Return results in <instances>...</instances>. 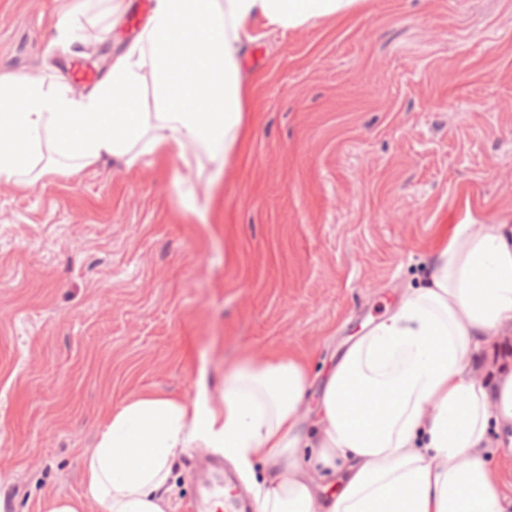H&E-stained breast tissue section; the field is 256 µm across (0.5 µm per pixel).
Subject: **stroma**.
Wrapping results in <instances>:
<instances>
[{"instance_id": "obj_1", "label": "stroma", "mask_w": 512, "mask_h": 512, "mask_svg": "<svg viewBox=\"0 0 512 512\" xmlns=\"http://www.w3.org/2000/svg\"><path fill=\"white\" fill-rule=\"evenodd\" d=\"M77 0H0V73L89 93L146 16L103 36ZM243 54L257 114L246 160L213 169L106 157L79 175L0 182V512L81 492L82 460L130 396L191 398L270 351L317 383L363 325L425 283L465 217L512 215V0H359L345 19L257 28ZM182 185H174V177ZM190 448L172 512L198 486Z\"/></svg>"}]
</instances>
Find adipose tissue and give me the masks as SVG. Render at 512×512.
<instances>
[{"label":"adipose tissue","instance_id":"ef3b65f1","mask_svg":"<svg viewBox=\"0 0 512 512\" xmlns=\"http://www.w3.org/2000/svg\"><path fill=\"white\" fill-rule=\"evenodd\" d=\"M355 2L155 0L88 95L0 74V182L30 174L46 151L70 175L111 155L188 168L201 149L224 165L252 131L240 54L256 23L295 29ZM314 381L308 359L266 356L236 366L215 398L202 377L191 399L136 394L86 452L80 495L45 512H170L171 467L197 445L245 477L257 458L285 464L259 512H504L501 470L482 450L489 427L512 439V217L455 225L424 286L364 326L310 410ZM340 462V491L321 497L308 464Z\"/></svg>","mask_w":512,"mask_h":512}]
</instances>
